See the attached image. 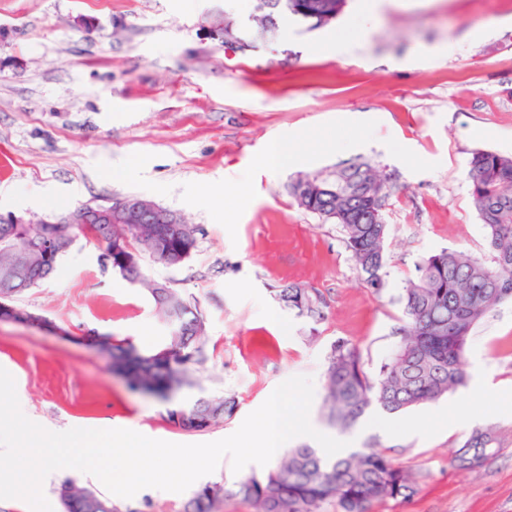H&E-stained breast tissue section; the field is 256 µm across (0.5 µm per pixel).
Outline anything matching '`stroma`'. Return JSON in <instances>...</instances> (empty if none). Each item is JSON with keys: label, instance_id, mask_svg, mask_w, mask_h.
Instances as JSON below:
<instances>
[{"label": "stroma", "instance_id": "obj_1", "mask_svg": "<svg viewBox=\"0 0 512 512\" xmlns=\"http://www.w3.org/2000/svg\"><path fill=\"white\" fill-rule=\"evenodd\" d=\"M360 3L348 0L331 26L290 20L243 47L207 28L227 6L247 20L253 0H0V184L71 189L75 207L137 195L196 225V254L177 267L145 261V272L197 305L207 355L197 388L235 402L191 434L108 371L88 331L150 349L166 328L148 293L103 270L98 245L80 236L19 300L59 334L0 323V367L29 419L55 432L109 422L207 443L304 375L313 422L336 435L323 402L332 344L353 343L377 373L399 341L398 298L418 263L444 249L487 257L466 172L473 150L512 155V0ZM288 135L312 156L272 175L264 151ZM360 160L395 176L379 293L339 225L299 208L289 188L298 174ZM109 164L118 175L101 174ZM291 286L320 317L288 306ZM465 359L463 387L393 415L370 408L349 429L418 480L414 496L372 512H512V300L474 329ZM489 425L500 444L480 472L453 468L451 449Z\"/></svg>", "mask_w": 512, "mask_h": 512}]
</instances>
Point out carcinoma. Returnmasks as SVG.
I'll return each instance as SVG.
<instances>
[{"mask_svg":"<svg viewBox=\"0 0 512 512\" xmlns=\"http://www.w3.org/2000/svg\"><path fill=\"white\" fill-rule=\"evenodd\" d=\"M273 30L280 20L295 19L320 28L321 18L339 16L347 0H273ZM356 172L377 184L373 197L354 199L346 169L312 173L324 191L315 196L293 193L298 206L340 226L343 242L368 287H385L388 225L383 209L392 193L391 178L368 163H355ZM472 204L486 230L489 258L442 250L418 264V275L407 281L400 300L405 323L393 357L376 376L363 367L360 349L344 340L331 346L326 370L324 404L329 421L346 431L373 405L387 413L406 411L455 391L467 381L465 351L473 329L496 305L512 299V156L477 149L467 166ZM39 224H0V289L17 288L19 294L38 286L42 274ZM101 245L100 262L131 283L142 285L166 325L160 343L149 350L129 339L93 332L90 343L108 352L107 368L121 374L130 385L147 388L159 400L171 403L170 384L194 386L193 372L206 360L202 315L197 306L174 293L168 298L142 272H133L112 256V237L125 233L122 224H94ZM198 229L174 224L166 236H154L143 225L132 234L133 245L156 263L172 260L182 265L198 249ZM288 305L310 315L318 312L303 288L284 289ZM235 402L200 396L167 410L170 422L190 432H205L218 419L208 409L233 412ZM500 442L492 428H476L453 452L454 468L476 473L487 451ZM482 449L478 456L470 449ZM417 491L413 473L380 452H350L328 460L303 445L288 450L276 468L266 474L244 475L232 485L206 483L196 488L181 512H218L228 498H239L253 512H370L376 502L405 500ZM91 489L70 480L60 484L63 512H85L83 500Z\"/></svg>","mask_w":512,"mask_h":512,"instance_id":"1","label":"carcinoma"}]
</instances>
